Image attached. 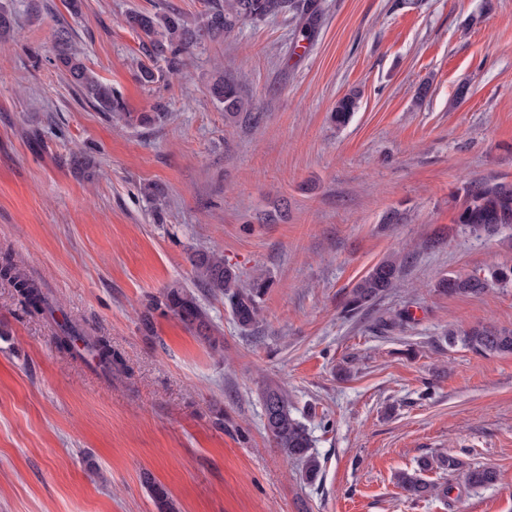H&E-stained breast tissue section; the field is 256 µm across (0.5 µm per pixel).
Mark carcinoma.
I'll list each match as a JSON object with an SVG mask.
<instances>
[{
  "label": "carcinoma",
  "instance_id": "cac0c4a2",
  "mask_svg": "<svg viewBox=\"0 0 512 512\" xmlns=\"http://www.w3.org/2000/svg\"><path fill=\"white\" fill-rule=\"evenodd\" d=\"M318 11L315 0H224L215 2L204 13L188 19L183 13L166 9L151 12L133 11L127 15L128 26L150 43L148 56L163 59L171 68L177 67L182 57L203 41H218L232 33L244 21L259 23L270 17L289 12L303 37L310 34L309 20ZM55 59L58 68L68 83L76 88L83 98L100 112L128 124L136 122L143 126L154 123L156 114L144 112L138 116L126 111L122 98L103 83L78 55L73 52L67 32H57ZM213 98L224 108L228 119L248 118L250 104L241 93L239 84L232 79H218L211 87ZM360 92L352 90L336 100L330 112V120L340 129L357 111ZM456 223L474 233L494 234L499 229L512 226V184L482 181L468 183L460 204ZM197 285L214 296H223L237 323L244 329L261 320V300L268 284L258 278L245 284L240 274L224 262V255L217 250H196L189 256ZM409 254L399 252L390 256L367 272L353 287L344 305L345 312L356 314L390 288L400 277L402 267ZM0 276L17 289L27 306L36 314H52L54 306L28 278L24 266L11 260L0 267ZM492 285L502 288L512 286V265H496L481 275H448L435 285L445 295H480ZM161 302L178 318L186 329L196 334L215 350L220 348L216 329L194 292L181 285L167 288ZM57 345L78 355L86 354L103 365L106 374L112 375V367L120 359L112 352V346L102 337L94 336L82 325L65 320L55 329ZM448 345L460 344L481 355L512 353V329L492 323H478L465 330H448L445 336ZM264 411V428L273 447L289 458L304 465V476L309 482L317 479L321 466L312 452V440L306 428L293 415L288 396L278 385L267 384L260 392ZM438 467L455 473L465 472V480L471 487L488 485L496 479L489 468L469 467L456 456L442 455L436 459L423 458L418 467L396 475L397 485L410 499L426 497L446 498L450 487L430 482L423 474ZM156 512H175L167 489L159 484L150 485Z\"/></svg>",
  "mask_w": 512,
  "mask_h": 512
}]
</instances>
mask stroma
I'll list each match as a JSON object with an SVG mask.
<instances>
[{
    "instance_id": "obj_1",
    "label": "stroma",
    "mask_w": 512,
    "mask_h": 512,
    "mask_svg": "<svg viewBox=\"0 0 512 512\" xmlns=\"http://www.w3.org/2000/svg\"><path fill=\"white\" fill-rule=\"evenodd\" d=\"M309 39L277 16L154 60L135 78L132 11L196 17L207 0H0V259L22 262L62 318L104 337L111 376L53 340L0 279V512H512V354L448 346V329L512 327V287L443 295L444 276L512 264V228L456 224L464 183L512 181V0H318ZM148 127L81 101L54 66L59 29ZM238 80L251 119L224 120L210 94ZM424 101H417L421 85ZM467 87L458 98L459 87ZM361 92L341 129L338 98ZM82 152L91 166L74 169ZM153 187L155 196L144 194ZM401 215L386 223L389 212ZM397 288L354 316L355 284L397 249ZM217 249L269 287L250 331L197 289L189 262ZM197 289L222 332L213 350L164 308ZM407 312L401 325L387 319ZM285 388L321 463L272 448L261 387ZM453 454L497 473L469 487L440 468L447 498L411 500L396 475Z\"/></svg>"
}]
</instances>
